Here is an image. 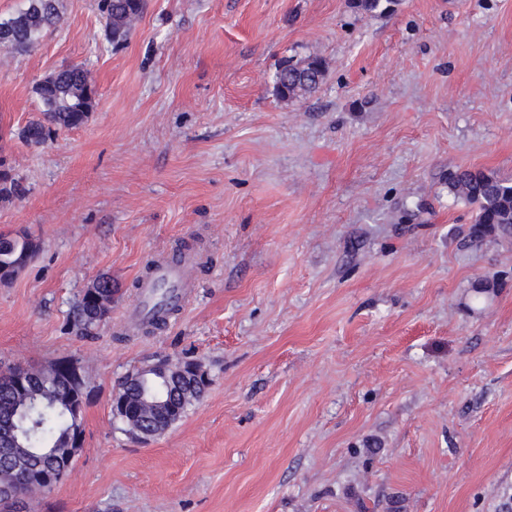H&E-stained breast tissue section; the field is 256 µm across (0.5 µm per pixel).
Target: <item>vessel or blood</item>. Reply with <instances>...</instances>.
<instances>
[{"label":"vessel or blood","mask_w":512,"mask_h":512,"mask_svg":"<svg viewBox=\"0 0 512 512\" xmlns=\"http://www.w3.org/2000/svg\"><path fill=\"white\" fill-rule=\"evenodd\" d=\"M200 265L198 254L189 250L155 258L150 270L138 280L137 300L126 312L128 320L141 321L161 305L168 309L182 306L197 286Z\"/></svg>","instance_id":"vessel-or-blood-1"}]
</instances>
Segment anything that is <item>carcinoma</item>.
I'll list each match as a JSON object with an SVG mask.
<instances>
[{"instance_id": "obj_1", "label": "carcinoma", "mask_w": 512, "mask_h": 512, "mask_svg": "<svg viewBox=\"0 0 512 512\" xmlns=\"http://www.w3.org/2000/svg\"><path fill=\"white\" fill-rule=\"evenodd\" d=\"M31 7L0 18V26L9 27V36L0 50L26 52L33 49L49 31L63 20L61 0H28ZM112 41L127 37L143 13V0H100ZM325 65L318 57L296 62L284 61L276 75V92L283 100L316 91L323 81ZM36 93L42 109L40 116L19 132V137L35 147L44 145L50 134L82 125L94 106L95 88L89 72L81 66L60 68L37 83ZM448 189L457 199L476 208L468 237L476 242L489 235L512 239V179L468 169L448 173ZM37 251V244L26 235L0 236V281H8ZM110 319V313L92 305L82 295L67 314L68 329L82 337H92ZM26 383L38 392L44 408L25 431L24 445L32 449L26 455L12 448L14 423L12 410L23 405L25 397L14 391L11 379L0 375V485L7 484L19 500L39 489L37 476L56 468L49 455L64 445L69 424L64 400L67 391L60 380L43 375V370H28Z\"/></svg>"}]
</instances>
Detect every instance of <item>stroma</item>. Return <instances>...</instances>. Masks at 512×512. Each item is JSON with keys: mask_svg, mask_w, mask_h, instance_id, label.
I'll list each match as a JSON object with an SVG mask.
<instances>
[{"mask_svg": "<svg viewBox=\"0 0 512 512\" xmlns=\"http://www.w3.org/2000/svg\"><path fill=\"white\" fill-rule=\"evenodd\" d=\"M25 54L0 50V233L38 245L0 282V368L75 360L82 450L27 512H498L512 494V241H467L463 168L512 178V0H145L109 43L98 0ZM315 93L277 97L288 58ZM96 102L40 147L48 73ZM198 251V286L158 331L122 316L147 260ZM112 314L65 327L100 276ZM479 280L498 286L471 303ZM161 357L209 372L146 442L112 419ZM325 65L318 57L294 62L285 60L276 75V92L283 100L300 97L316 91L323 81ZM110 313L111 309L104 312L92 305L85 293L72 305L67 314L68 329L79 336L92 337L109 321ZM206 387L207 386H203V387H198L197 389L190 390L188 393L185 394V396H184L185 399H182V396L180 395L179 392L177 393V395H176L177 399L184 401L181 406V410H182L181 417H180V410L176 406L169 404V410L173 414L171 416L170 426L167 427L162 433L161 432L137 431V433L134 434L133 437L136 439H140V440H149L151 438L162 435L164 432H166L172 426V424H175L179 420V417L181 419L186 414L187 410L189 409L190 406L193 405L194 402L198 401L203 396V394L206 390Z\"/></svg>", "mask_w": 512, "mask_h": 512, "instance_id": "35a3bbf8", "label": "stroma"}]
</instances>
